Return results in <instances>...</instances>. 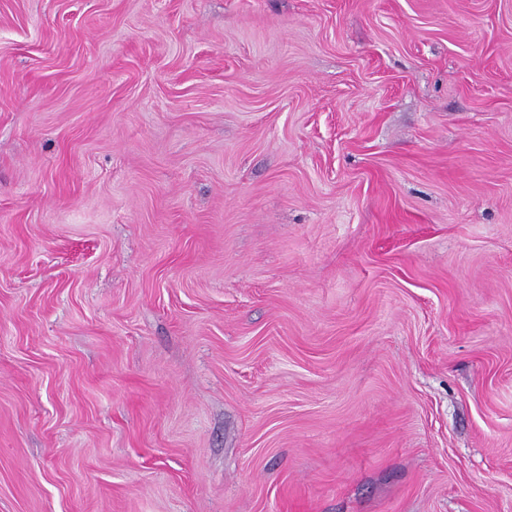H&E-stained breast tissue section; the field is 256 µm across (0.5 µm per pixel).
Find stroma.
Listing matches in <instances>:
<instances>
[{"label":"stroma","instance_id":"obj_1","mask_svg":"<svg viewBox=\"0 0 512 512\" xmlns=\"http://www.w3.org/2000/svg\"><path fill=\"white\" fill-rule=\"evenodd\" d=\"M0 512H512V0H0Z\"/></svg>","mask_w":512,"mask_h":512}]
</instances>
